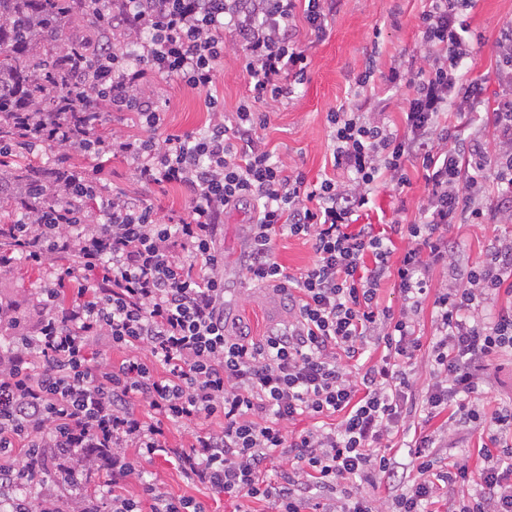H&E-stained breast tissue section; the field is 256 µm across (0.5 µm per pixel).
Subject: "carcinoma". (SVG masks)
Returning <instances> with one entry per match:
<instances>
[{
    "instance_id": "carcinoma-1",
    "label": "carcinoma",
    "mask_w": 512,
    "mask_h": 512,
    "mask_svg": "<svg viewBox=\"0 0 512 512\" xmlns=\"http://www.w3.org/2000/svg\"><path fill=\"white\" fill-rule=\"evenodd\" d=\"M85 17L91 30L68 36L66 27ZM108 28L91 0H0V113L56 112L65 104L71 112L88 111V86L73 79L95 68L93 43ZM45 177L29 165L12 175L23 186Z\"/></svg>"
}]
</instances>
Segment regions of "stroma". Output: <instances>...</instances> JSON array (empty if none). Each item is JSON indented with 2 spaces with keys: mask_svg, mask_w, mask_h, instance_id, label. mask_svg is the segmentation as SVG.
I'll return each mask as SVG.
<instances>
[{
  "mask_svg": "<svg viewBox=\"0 0 512 512\" xmlns=\"http://www.w3.org/2000/svg\"><path fill=\"white\" fill-rule=\"evenodd\" d=\"M425 6V0H327L323 37L306 33L300 36L310 61L304 83L296 86L288 101L253 106L254 111L270 117L264 136L274 158L299 168L313 183L323 176L329 159L328 112L344 106L362 112H383L392 120H399L408 91L390 87L382 75L393 66L425 65L426 48L420 33V15ZM469 21L481 41L472 63L466 67V80H480L490 98L511 90L512 83L496 72L494 45L503 29L512 24V0H474ZM240 54L232 33H225L224 57L217 66L210 94L159 77L141 86L140 93L165 109L168 131L202 130L209 122L206 96L223 102L230 117L246 103L248 84ZM370 63L379 71V78L357 87V76ZM409 177V187L400 190L387 185L371 194L366 207L368 222L407 223L417 219L427 190L419 169H410ZM251 220L248 206L227 211L219 247L224 253V283L229 290L224 306L226 325L235 333L247 330L250 337L258 340L271 329L287 324L288 301L275 289L253 285L242 271ZM448 236L457 244L465 262L475 265L485 260L495 239L512 237V223L455 224L450 226ZM45 275L43 269L20 265L12 274L0 277V297L16 301L22 311H29L33 293ZM482 390L481 399L489 414L499 403L512 399V355L503 354L490 361ZM147 469L173 497L196 498L205 503L208 512H229L230 505L223 496L187 480L165 460H154ZM108 475V469L96 465L82 468L80 484L74 487L49 472L40 489L54 499L59 512H73L80 490L101 488Z\"/></svg>",
  "mask_w": 512,
  "mask_h": 512,
  "instance_id": "1",
  "label": "stroma"
}]
</instances>
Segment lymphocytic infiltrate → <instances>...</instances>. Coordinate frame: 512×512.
Wrapping results in <instances>:
<instances>
[{
  "label": "lymphocytic infiltrate",
  "mask_w": 512,
  "mask_h": 512,
  "mask_svg": "<svg viewBox=\"0 0 512 512\" xmlns=\"http://www.w3.org/2000/svg\"><path fill=\"white\" fill-rule=\"evenodd\" d=\"M472 0H428L421 20L427 64L390 68L384 80L411 91L403 130L384 119L329 112L331 176L308 184L305 172L273 160L254 102L290 97L303 83L308 55L299 26L321 34L323 0H109L110 22L124 25L135 53L98 46L89 76L96 97L129 115L135 134L99 132L98 112L0 114V152L64 149L52 181L0 186V210L21 207L0 224V274L18 265L48 266L27 319L0 300V489L41 480L54 457L89 464L93 450L112 458L108 510L88 499L80 512H206L175 498L147 463L172 458L191 480L229 498L233 512H512V403L486 414L480 386L491 358L512 352V238L496 239L481 264H464L448 239L453 224L512 221V96L489 100L481 81H464L473 56L463 17ZM232 26L248 77L249 104L227 122L208 98V127L170 133L165 113L139 95L154 76L210 90ZM454 118L440 122L441 113ZM483 113L491 139L466 119ZM118 159L144 189L137 195L73 163ZM423 172L427 194L417 221L389 228L355 223L380 180L399 188L407 167ZM178 186L182 210L160 216L149 192ZM254 212L244 255L248 278L288 301L287 327L260 340L224 327V265L218 249L227 209ZM311 240L314 259L299 275L275 257L279 235ZM455 282L431 288L435 268ZM394 279L399 310L377 292ZM433 297L428 357L419 314ZM124 350L120 362L91 351L98 339ZM386 350L363 363L373 347ZM429 381L416 388L418 369ZM340 414L332 426L293 431L299 417ZM449 423L414 442V476L405 478L392 449L416 415ZM219 427H211V420ZM477 431L484 462L473 472L448 450L449 424ZM184 427L188 447L172 452L167 425ZM288 449L277 480L265 472ZM138 494H129L131 486ZM385 486L377 499L372 488Z\"/></svg>",
  "instance_id": "1"
}]
</instances>
